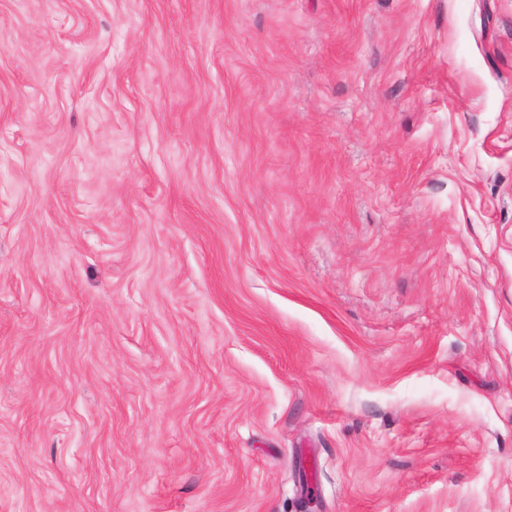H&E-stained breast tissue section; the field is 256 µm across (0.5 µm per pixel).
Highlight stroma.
<instances>
[{
	"label": "stroma",
	"mask_w": 512,
	"mask_h": 512,
	"mask_svg": "<svg viewBox=\"0 0 512 512\" xmlns=\"http://www.w3.org/2000/svg\"><path fill=\"white\" fill-rule=\"evenodd\" d=\"M307 507L512 512V0H0V512Z\"/></svg>",
	"instance_id": "obj_1"
}]
</instances>
